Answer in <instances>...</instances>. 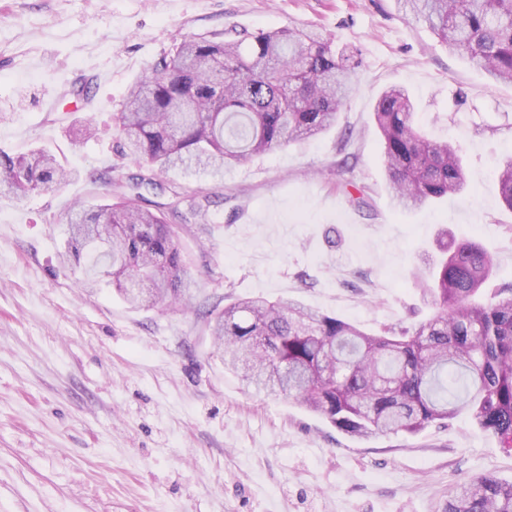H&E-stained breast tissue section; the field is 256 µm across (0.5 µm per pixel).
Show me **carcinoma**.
Masks as SVG:
<instances>
[{
	"mask_svg": "<svg viewBox=\"0 0 512 512\" xmlns=\"http://www.w3.org/2000/svg\"><path fill=\"white\" fill-rule=\"evenodd\" d=\"M453 53L512 84V0H395ZM222 42L188 38L155 61L115 116L117 155L145 165L138 182L110 203L81 201L65 214L64 262L82 284L112 285L136 308L185 304L191 281L183 234L206 233L210 195L184 193L186 212L146 207L158 173L202 168L217 175L336 124L354 89L357 52L297 26L227 32ZM386 177L406 208H421L465 186L459 149L417 126L408 93L384 90L375 106ZM512 209V158L496 169ZM72 177L56 157L0 154V192L22 198ZM182 223L170 224L168 213ZM439 256L411 277L435 312L414 328L367 332L294 299H240L207 317L224 370L246 386L295 400L359 439L415 435L461 412L512 449V285L477 296L493 260L478 238L440 230ZM444 512H512V482L475 474L456 485Z\"/></svg>",
	"mask_w": 512,
	"mask_h": 512,
	"instance_id": "carcinoma-1",
	"label": "carcinoma"
}]
</instances>
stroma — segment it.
Listing matches in <instances>:
<instances>
[{"label":"stroma","instance_id":"obj_1","mask_svg":"<svg viewBox=\"0 0 512 512\" xmlns=\"http://www.w3.org/2000/svg\"><path fill=\"white\" fill-rule=\"evenodd\" d=\"M313 27L358 50L336 127L225 168L159 175L211 195L208 231L183 236L191 306L129 307L60 266L72 202L139 174L116 153L114 113L158 58L230 29ZM92 82L88 99L63 96ZM405 88L432 137L457 145L466 188L401 210L383 172L374 105ZM55 110H48L49 100ZM99 129L85 138L81 125ZM52 152L76 176L0 196V512H442L467 475L512 480V452L466 416L415 435L355 440L294 401L225 373L197 305L294 298L368 331L428 318L411 271L440 228L479 235L486 296L512 283V211L498 164L512 155V85L448 52L394 0H0V152ZM365 187L355 208L350 186Z\"/></svg>","mask_w":512,"mask_h":512}]
</instances>
